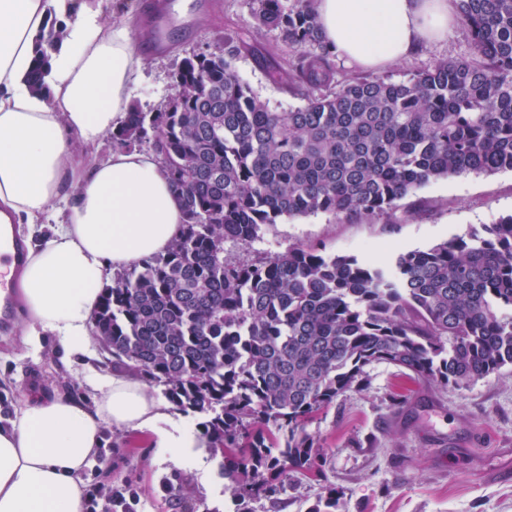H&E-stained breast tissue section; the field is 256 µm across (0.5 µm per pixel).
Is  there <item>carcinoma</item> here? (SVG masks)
Listing matches in <instances>:
<instances>
[{
	"label": "carcinoma",
	"instance_id": "carcinoma-1",
	"mask_svg": "<svg viewBox=\"0 0 512 512\" xmlns=\"http://www.w3.org/2000/svg\"><path fill=\"white\" fill-rule=\"evenodd\" d=\"M453 4L470 55L395 80L339 77L313 0H252L256 24L294 52L259 64L303 105L278 112L240 80L242 31L221 56L182 58L166 105L131 109L111 133L112 148L158 157L184 220L165 252L102 289L95 336L105 362L205 417L240 502L274 493L270 472L312 468L309 423L367 366L458 388L512 366V214L401 253L390 272L315 246L247 253L285 218H390L431 182L512 172V0ZM65 35L52 22L33 84Z\"/></svg>",
	"mask_w": 512,
	"mask_h": 512
}]
</instances>
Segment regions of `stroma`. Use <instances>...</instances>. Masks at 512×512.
I'll return each instance as SVG.
<instances>
[{"instance_id": "1", "label": "stroma", "mask_w": 512, "mask_h": 512, "mask_svg": "<svg viewBox=\"0 0 512 512\" xmlns=\"http://www.w3.org/2000/svg\"><path fill=\"white\" fill-rule=\"evenodd\" d=\"M173 19L169 49L144 54L142 77L130 91L131 106L154 110L172 96V73L182 58L210 52L228 34L248 31V48L234 62L238 76L270 106L284 112L301 105L300 96L269 80L261 57H289L277 32L257 27L251 0H170ZM462 23L445 39L424 44L407 58L385 67V74L431 68L443 59L468 56ZM512 214V172L466 173L441 179L401 200L392 219H339L329 214L296 217L264 229L252 248L284 253L316 245L327 253L358 257L392 267L399 253L426 249ZM17 330L0 333V415L33 393L87 395L86 368L107 371L102 355L89 367L67 365L49 339L38 356L17 341ZM404 395L392 407L393 395ZM320 445L312 471L269 475L278 491L250 501L251 512H308L328 492H336L338 512H512V366L468 387L418 384L398 367L374 363L365 369L361 389L344 393L308 426ZM106 460L102 483L133 480L140 496L136 512H180L175 495L164 494L161 478L189 482L197 512L220 507L234 512L231 480L220 478L210 451H190L158 459L148 433L104 427Z\"/></svg>"}]
</instances>
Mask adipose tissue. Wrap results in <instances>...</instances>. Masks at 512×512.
<instances>
[{
	"mask_svg": "<svg viewBox=\"0 0 512 512\" xmlns=\"http://www.w3.org/2000/svg\"><path fill=\"white\" fill-rule=\"evenodd\" d=\"M315 10L340 58L367 70L443 39L456 17L452 0H315ZM55 15L67 36L36 93L35 40ZM142 64L129 22L100 23L93 0H0V223L32 225L60 205L57 229L30 246L18 277L26 347L54 336L68 354L87 355L102 285L180 233L182 209L154 154H99L130 110ZM88 386L89 399L33 395L0 426V512H83V468L108 422L150 433L161 456L204 447L157 386L125 370Z\"/></svg>",
	"mask_w": 512,
	"mask_h": 512,
	"instance_id": "1",
	"label": "adipose tissue"
}]
</instances>
